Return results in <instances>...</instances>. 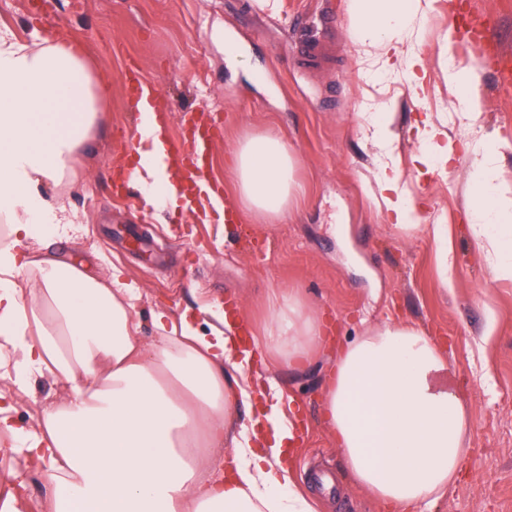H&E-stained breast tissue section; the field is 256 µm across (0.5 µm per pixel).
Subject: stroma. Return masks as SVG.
Here are the masks:
<instances>
[{"instance_id":"35a3bbf8","label":"stroma","mask_w":512,"mask_h":512,"mask_svg":"<svg viewBox=\"0 0 512 512\" xmlns=\"http://www.w3.org/2000/svg\"><path fill=\"white\" fill-rule=\"evenodd\" d=\"M492 24L485 44L512 55V7L506 0H470ZM330 13L323 63L298 68L292 43L314 31ZM23 42L55 34L91 64L108 89L97 124L84 147L83 166L66 189L82 223L60 225L53 249L89 263L103 276L120 271L135 283L139 334L151 340L153 315L197 310L196 325L211 319L209 304L236 302L235 319L257 326L271 291L298 293L316 312L330 344L303 369L275 373L284 398L308 435L293 460L297 488L317 496L320 512H382L348 476L344 454L321 413V392L336 349L369 324L413 323L445 345L452 377L467 400L470 451L456 484L432 504L412 512H512V280L496 276L470 233L475 203L470 153L486 139L499 145L498 160L512 177V94L480 68L483 134L461 123L449 105L448 66L475 64L458 45L457 11L435 0L429 14L413 18L406 46L426 76L412 88L405 70L375 76L359 63L351 38V0H0V25ZM453 44L443 55V41ZM154 85L171 108L167 134L178 133L182 110L204 106L223 127L211 147V180L238 203L229 170L235 143L274 131L297 156L301 187L287 217L262 222L243 212L238 224L183 207L155 213L141 194L113 197L112 170L134 140L138 115L124 109L127 71ZM387 107L395 140L382 152L363 134L366 117ZM432 117L448 134L453 170L423 160L417 124ZM395 164L418 205L421 229L392 224L376 176ZM448 227L447 272H440L428 225ZM66 390L51 376L35 378L17 393V424L36 420L44 406L61 403Z\"/></svg>"}]
</instances>
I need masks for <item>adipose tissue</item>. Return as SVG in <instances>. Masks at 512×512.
<instances>
[{
    "instance_id": "adipose-tissue-1",
    "label": "adipose tissue",
    "mask_w": 512,
    "mask_h": 512,
    "mask_svg": "<svg viewBox=\"0 0 512 512\" xmlns=\"http://www.w3.org/2000/svg\"><path fill=\"white\" fill-rule=\"evenodd\" d=\"M432 0H354L353 39L361 61L385 72L407 63L409 20ZM479 73L449 66L459 118L479 117ZM100 88L87 61L62 41H19L0 27V455L17 461L14 479L37 473L48 512H318L294 487L283 455L295 434L282 403L265 419L268 435L232 430L250 382L227 314L215 311L210 332L181 314L143 340L142 293L119 275L103 278L85 263L42 251L57 225L80 223L64 195L97 119ZM140 141L149 143L131 181L156 211L178 206L180 187L163 162L165 138L151 102L140 107ZM294 151L263 132L237 143L231 175L246 209L259 220L285 216L300 194ZM475 204L472 234L497 276L512 279V180L497 150L470 161ZM379 191L402 229L419 217L399 172L383 167ZM255 338L276 365L298 368L324 347L322 325L293 292L276 291ZM49 374L65 400L29 426L11 418L15 392ZM322 413L355 481L388 512L443 497L469 453L471 420L448 382V354L407 322L372 326L341 345L322 389ZM232 460L231 477L221 469Z\"/></svg>"
}]
</instances>
